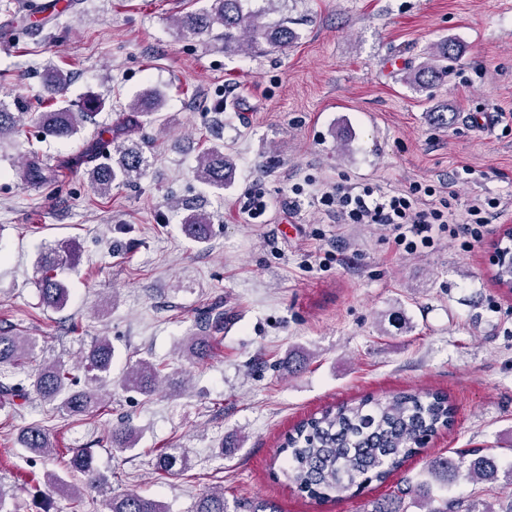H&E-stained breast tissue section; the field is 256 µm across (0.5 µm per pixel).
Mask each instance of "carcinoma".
Segmentation results:
<instances>
[{"instance_id":"cac0c4a2","label":"carcinoma","mask_w":512,"mask_h":512,"mask_svg":"<svg viewBox=\"0 0 512 512\" xmlns=\"http://www.w3.org/2000/svg\"><path fill=\"white\" fill-rule=\"evenodd\" d=\"M247 0H212L210 8L188 12L176 21L181 35L199 36L215 28L222 30L224 51L261 53L264 47H282L295 39V32L288 20L270 24L266 16L275 10L276 0H267L268 7L261 10L245 8ZM459 56L457 45L443 42L430 48L428 60L420 69H410L405 80L420 89H427L448 76V67ZM99 101L88 98L82 110L57 107L39 115V124L45 135L58 139L70 138L82 126L85 113L94 111ZM162 108L161 100L147 92L127 105L123 125L111 130V139L93 147L94 156L113 161L94 164L86 170L95 192L106 197L112 187L142 177L150 165L143 148L131 139L129 128L151 120ZM21 104L9 105L0 100V140L19 132ZM21 177L30 182L46 180L43 169L35 162L19 167ZM235 167L232 160L222 154L204 152L197 162L195 177L210 187L222 189L232 181ZM186 233L196 241L208 238L210 218L201 213L190 214L183 220ZM56 260L46 254L41 258L42 276L39 288L42 302L49 308L66 307L69 289L53 274ZM210 320L199 325L200 336H190L181 348L182 355L190 362L202 360L208 351ZM35 342L27 336L11 331L0 332V366H17L34 358ZM114 349L108 337L102 336L91 345L85 367V385L77 388V377L60 361L46 362L29 376V385L0 384V397L6 401L24 400L34 393L42 401L51 404L68 416H83L103 408L99 388L112 381ZM161 369L155 363L139 360L129 365L123 374L122 387L129 392L149 396L156 391ZM452 418V406L448 397L440 393H416L401 391L380 401L365 397L328 407L319 415L299 422L279 448L283 455L281 474L286 481L309 496L331 500L361 488L373 480L385 482L416 455L424 440L440 428L447 427ZM140 433L129 423L108 432L107 442L122 450L137 447ZM21 443L38 457L49 456L54 445L49 434L38 425L27 427ZM475 459L467 469L466 477L483 480L495 479V471L481 449L469 450ZM156 466L167 472H180L187 468V460L173 453H162L156 458ZM67 473L81 484L52 474L48 486L77 497L81 487L106 490L109 478L96 470L91 454L79 449L67 461ZM432 475L447 480L460 475L459 466L445 460L436 463ZM109 512H167L166 505L156 497L138 493H122L108 499ZM195 512H227L224 489L212 488L198 499ZM427 512H474L471 505L457 498L443 497L438 504L429 505Z\"/></svg>"}]
</instances>
